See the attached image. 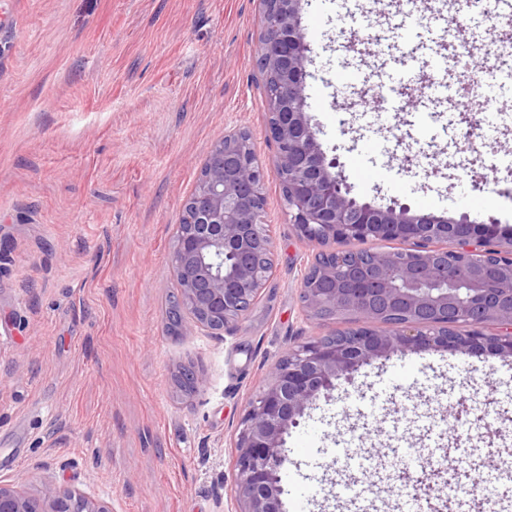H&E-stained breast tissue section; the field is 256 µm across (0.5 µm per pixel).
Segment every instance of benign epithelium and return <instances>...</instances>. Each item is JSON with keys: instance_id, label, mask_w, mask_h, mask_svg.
<instances>
[{"instance_id": "obj_1", "label": "benign epithelium", "mask_w": 512, "mask_h": 512, "mask_svg": "<svg viewBox=\"0 0 512 512\" xmlns=\"http://www.w3.org/2000/svg\"><path fill=\"white\" fill-rule=\"evenodd\" d=\"M260 67L278 87L267 100L269 134L285 179L283 199L298 234L324 247L323 261L300 284L307 316L325 320L356 315L362 325L306 342L273 367L266 388L249 403L236 442L235 497L239 512H281L283 488L276 467L287 460L285 436L319 393L352 380L372 359L444 349L460 355L485 350L512 358V229L497 221L475 224L463 214L444 218L380 207L350 196L332 172L307 110L310 48L302 32L305 0H261ZM264 174L245 130L216 140L196 193L183 209L195 222L179 226L171 255L178 303L194 326L238 329L273 268L265 230ZM411 241L401 253L349 248L335 242ZM386 324L379 331L376 325ZM494 326L495 334L485 333ZM185 391L204 380L193 368L178 372ZM397 480L419 512H440L433 501L452 486L448 470L401 471ZM471 494L479 512H495L496 496ZM0 512H109L101 503L51 481L35 496L0 484Z\"/></svg>"}]
</instances>
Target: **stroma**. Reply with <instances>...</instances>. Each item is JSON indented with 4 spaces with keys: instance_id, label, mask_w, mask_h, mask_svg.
<instances>
[{
    "instance_id": "35a3bbf8",
    "label": "stroma",
    "mask_w": 512,
    "mask_h": 512,
    "mask_svg": "<svg viewBox=\"0 0 512 512\" xmlns=\"http://www.w3.org/2000/svg\"><path fill=\"white\" fill-rule=\"evenodd\" d=\"M400 0H309L307 104L352 197L468 215L512 227V121L495 143L470 141L455 101L416 91L432 112L364 126L349 103L373 83L342 70L395 65L376 37L404 23ZM260 0H0V484L39 492L50 480L109 512H236L235 443L249 402L288 350L354 327L306 317L300 283L318 251L288 222L256 66ZM373 37L354 55L347 41ZM248 131L263 169L274 275L240 328L170 333V257L184 202L211 145ZM416 157L407 168L405 156ZM391 170L380 181L371 170ZM205 379L191 396L178 366ZM488 405L494 443L512 463V359L444 350L372 360L290 429L283 503L303 485L312 512H344L410 451L483 467L488 448L456 419L460 397ZM369 467H337L333 448Z\"/></svg>"
}]
</instances>
